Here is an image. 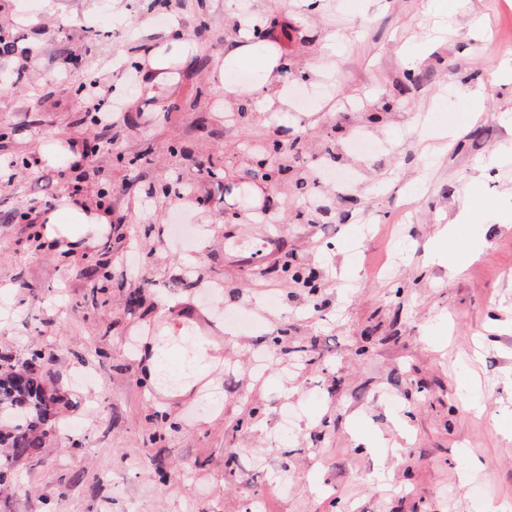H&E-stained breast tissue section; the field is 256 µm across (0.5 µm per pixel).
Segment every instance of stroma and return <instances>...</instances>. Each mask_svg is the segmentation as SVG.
I'll use <instances>...</instances> for the list:
<instances>
[{
  "label": "stroma",
  "mask_w": 512,
  "mask_h": 512,
  "mask_svg": "<svg viewBox=\"0 0 512 512\" xmlns=\"http://www.w3.org/2000/svg\"><path fill=\"white\" fill-rule=\"evenodd\" d=\"M0 0V357L41 352L67 398L0 512H486L512 504V0ZM287 59L289 100L230 60L228 13ZM176 19L197 46L173 87L126 79ZM326 57L318 75L308 63ZM223 73L216 85L214 73ZM239 101H225L224 86ZM123 109L111 131L93 103ZM246 104L244 119L232 117ZM459 135L444 137L448 127ZM373 143L352 149L356 133ZM297 139L274 186L253 153ZM82 159L70 161L72 143ZM230 167L246 196L208 169ZM351 176L347 191L337 177ZM193 186L197 201L163 193ZM105 232L60 252L37 214L107 185ZM473 218L455 224L462 201ZM462 273L432 260L442 225ZM475 258H468L471 245ZM299 277H292L291 268ZM151 274L154 290L141 288ZM214 396L168 403L136 353L224 312ZM381 442L367 452L363 433Z\"/></svg>",
  "instance_id": "stroma-1"
}]
</instances>
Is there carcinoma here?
Segmentation results:
<instances>
[{
	"mask_svg": "<svg viewBox=\"0 0 512 512\" xmlns=\"http://www.w3.org/2000/svg\"><path fill=\"white\" fill-rule=\"evenodd\" d=\"M282 149L275 141L264 150L263 162L247 172L253 179L268 182L275 175L288 172L281 161ZM63 396L50 389L43 378L32 372L22 373L15 365L0 367V483L21 461L34 460L44 448Z\"/></svg>",
	"mask_w": 512,
	"mask_h": 512,
	"instance_id": "obj_1",
	"label": "carcinoma"
}]
</instances>
